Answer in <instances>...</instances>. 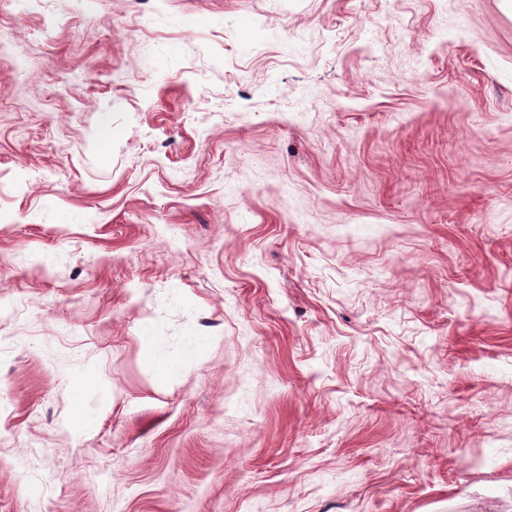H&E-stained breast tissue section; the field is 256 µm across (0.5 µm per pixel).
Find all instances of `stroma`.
<instances>
[{"mask_svg": "<svg viewBox=\"0 0 512 512\" xmlns=\"http://www.w3.org/2000/svg\"><path fill=\"white\" fill-rule=\"evenodd\" d=\"M0 512H512L502 0H0Z\"/></svg>", "mask_w": 512, "mask_h": 512, "instance_id": "obj_1", "label": "stroma"}]
</instances>
